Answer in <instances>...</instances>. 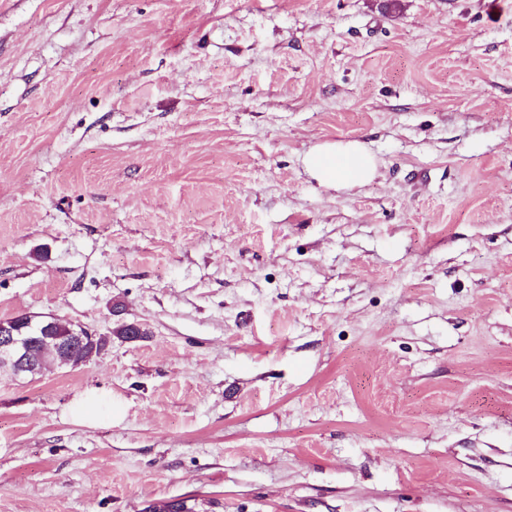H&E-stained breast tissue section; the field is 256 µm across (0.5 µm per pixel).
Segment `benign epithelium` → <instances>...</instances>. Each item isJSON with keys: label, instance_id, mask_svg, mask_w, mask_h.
Returning a JSON list of instances; mask_svg holds the SVG:
<instances>
[{"label": "benign epithelium", "instance_id": "obj_1", "mask_svg": "<svg viewBox=\"0 0 512 512\" xmlns=\"http://www.w3.org/2000/svg\"><path fill=\"white\" fill-rule=\"evenodd\" d=\"M96 335L82 326L73 330L70 345L61 347L48 335V328H43V334L35 335L28 331L16 328L13 324L0 320V371L10 370L15 376L37 373V369L31 364L30 355L35 348L44 351L52 350L60 359L59 367L76 368L82 361L77 351L86 341H95Z\"/></svg>", "mask_w": 512, "mask_h": 512}]
</instances>
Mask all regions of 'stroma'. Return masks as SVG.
I'll list each match as a JSON object with an SVG mask.
<instances>
[{
    "instance_id": "obj_1",
    "label": "stroma",
    "mask_w": 512,
    "mask_h": 512,
    "mask_svg": "<svg viewBox=\"0 0 512 512\" xmlns=\"http://www.w3.org/2000/svg\"><path fill=\"white\" fill-rule=\"evenodd\" d=\"M502 2L0 0V319L110 339L0 372V512H512ZM304 165L319 185L335 190L368 183L377 170L375 157L357 141L322 145L305 156ZM104 410L112 413V397L96 391L86 393L72 407L73 415L83 421L96 419Z\"/></svg>"
}]
</instances>
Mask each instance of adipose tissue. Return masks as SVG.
<instances>
[{
  "label": "adipose tissue",
  "mask_w": 512,
  "mask_h": 512,
  "mask_svg": "<svg viewBox=\"0 0 512 512\" xmlns=\"http://www.w3.org/2000/svg\"><path fill=\"white\" fill-rule=\"evenodd\" d=\"M304 165L319 185L335 190L370 182L377 170L374 156L357 141L322 145L305 156Z\"/></svg>",
  "instance_id": "ef3b65f1"
}]
</instances>
